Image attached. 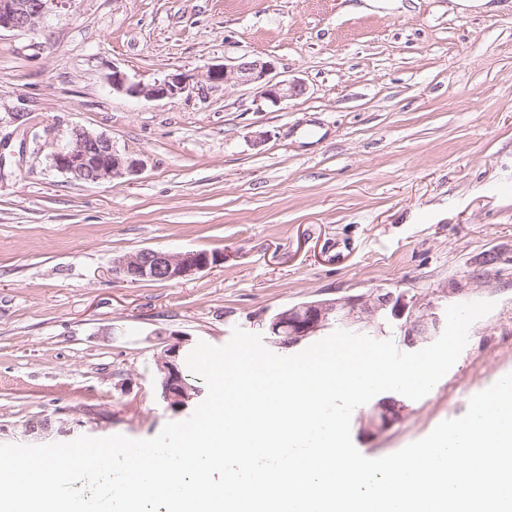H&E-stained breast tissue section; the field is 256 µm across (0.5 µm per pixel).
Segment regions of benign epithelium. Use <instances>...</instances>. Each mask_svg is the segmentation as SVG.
Returning a JSON list of instances; mask_svg holds the SVG:
<instances>
[{"label":"benign epithelium","instance_id":"obj_1","mask_svg":"<svg viewBox=\"0 0 512 512\" xmlns=\"http://www.w3.org/2000/svg\"><path fill=\"white\" fill-rule=\"evenodd\" d=\"M64 0H0V30L37 31L43 26L53 4ZM274 66L269 61L242 56L236 64H211L193 74H163L149 83L135 82L117 68H112V89L130 97L159 100L190 96L202 87L252 86L263 99L278 103L304 91L298 81L288 82L272 77ZM53 166L71 178L101 183L138 174L143 169L140 159L120 153L112 139L83 127L74 128L67 143L51 155ZM224 260V254L208 251L168 252L141 249L112 261L109 273L127 283L144 281L171 282L186 279ZM448 296L443 290L435 300L408 297L404 292L378 288L367 295L344 300H316L286 308L266 324L278 344L292 348L317 335L331 324L366 328L375 319L392 317L400 321L401 336L414 346L429 342L442 327L439 301ZM183 345L173 344L158 358L159 386L162 399L172 408H181L193 398L195 388L187 382L183 371ZM402 405L382 399L371 409L367 431L376 433L392 426L399 418Z\"/></svg>","mask_w":512,"mask_h":512}]
</instances>
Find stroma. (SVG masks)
Returning a JSON list of instances; mask_svg holds the SVG:
<instances>
[{
    "label": "stroma",
    "mask_w": 512,
    "mask_h": 512,
    "mask_svg": "<svg viewBox=\"0 0 512 512\" xmlns=\"http://www.w3.org/2000/svg\"><path fill=\"white\" fill-rule=\"evenodd\" d=\"M245 54L304 92L146 101L110 83ZM76 127L143 170H56ZM144 248L224 261L178 282L108 275ZM377 288L495 307L386 431L353 411L369 458L512 373V0H64L43 29L0 32V444H35L23 429L43 420L54 443L155 437L193 412L160 397L164 348Z\"/></svg>",
    "instance_id": "obj_1"
}]
</instances>
